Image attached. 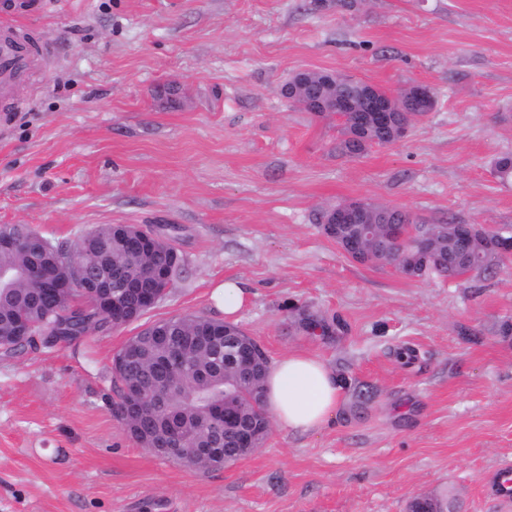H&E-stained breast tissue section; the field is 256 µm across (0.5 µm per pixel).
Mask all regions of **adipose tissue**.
I'll return each instance as SVG.
<instances>
[{"label": "adipose tissue", "instance_id": "obj_1", "mask_svg": "<svg viewBox=\"0 0 512 512\" xmlns=\"http://www.w3.org/2000/svg\"><path fill=\"white\" fill-rule=\"evenodd\" d=\"M265 391L267 408L280 428L311 432L334 418L343 383L317 357L293 352L270 365Z\"/></svg>", "mask_w": 512, "mask_h": 512}]
</instances>
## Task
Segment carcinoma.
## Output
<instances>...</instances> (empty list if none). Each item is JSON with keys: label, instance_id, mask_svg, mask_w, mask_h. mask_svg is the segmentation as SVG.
I'll return each mask as SVG.
<instances>
[{"label": "carcinoma", "instance_id": "obj_1", "mask_svg": "<svg viewBox=\"0 0 512 512\" xmlns=\"http://www.w3.org/2000/svg\"><path fill=\"white\" fill-rule=\"evenodd\" d=\"M327 83L336 97L342 96L343 79L339 75L327 71H311L303 75L302 89L294 96L295 104L314 100L317 93L324 92ZM365 89L371 96L384 98L400 109L421 115L433 109L431 105L417 106L412 86L401 89L394 96L370 84L365 85ZM390 142L391 130L352 121L345 127V138L336 145V150L349 157H358L373 146ZM493 173L501 180H512V153L501 154L493 160ZM361 221L364 225H373L376 232L374 239L365 241L368 260L375 254L376 245L388 244L385 234L389 228L395 224L414 225L416 235L393 244L391 251L393 267L408 277L433 275L458 280L479 275L502 262L499 241L493 233L487 234L488 242L484 246L468 255L466 240H453L456 224H441L439 228H447V233L436 239L429 257L423 260L416 256L417 237L431 232L433 227L413 224L410 214L404 210H381L372 204L363 209ZM360 225H339L336 244L347 248L350 236L359 231ZM134 228V224H100L69 243L53 242L26 224H0V296H4L0 302V324H10L20 312L31 313L36 324V335L18 343L0 345V356H18L35 346L38 340L45 345H70L108 330L112 326V316L100 313L92 298L81 291L85 282L76 267L74 255L87 242L117 241ZM148 232L152 237L134 259H128L119 251L106 255L107 266L125 275V281L130 285L126 292L132 300L136 299L138 289L158 285L156 275L161 267L169 268V283L173 286L183 273L184 258L175 245L179 227L165 225L150 228ZM43 279L57 283L54 296L44 295ZM171 322L184 323L188 331L196 325L206 327L211 344L191 343L181 347L177 356L168 357V346L155 341L139 346L135 362L113 371L117 406L123 403L125 389L134 381L149 384L157 380L168 393L167 407L147 406L139 421L124 422L127 433L142 447H152L154 441L149 425L159 420L169 407L176 409L183 420L197 430L198 443L202 444L212 435L209 401L218 398L224 403L230 423H248L257 433L256 445H262L269 434L260 399L267 365H251L240 360L238 354L227 357L231 352L227 341L242 335L239 326L195 314L175 317ZM446 508L448 500L445 497L418 495L408 503L407 512H434Z\"/></svg>", "mask_w": 512, "mask_h": 512}]
</instances>
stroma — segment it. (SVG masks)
I'll list each match as a JSON object with an SVG mask.
<instances>
[{
  "label": "stroma",
  "instance_id": "stroma-1",
  "mask_svg": "<svg viewBox=\"0 0 512 512\" xmlns=\"http://www.w3.org/2000/svg\"><path fill=\"white\" fill-rule=\"evenodd\" d=\"M26 102H0V224L62 242L98 224L174 225L185 258L142 320L0 358V512H406L446 491L461 512H512V264L411 278L321 230L351 199L419 223L512 229V0H36ZM329 71L432 112L358 159L338 117L282 97ZM180 101L160 100L165 83ZM269 360L302 351L348 378L320 430L272 428L216 470L141 447L112 407V358L144 324L214 316L224 281ZM414 349L400 364L398 348ZM414 86L415 93L420 100L428 102L432 99L433 95L430 88L420 84L403 88L397 92L396 96H390L385 91L370 84H366L365 89L368 90L369 94L375 98L381 97L390 102L393 101L396 108H403L411 112L419 113L420 115L426 112H431L434 106V100L426 108H418L414 97Z\"/></svg>",
  "mask_w": 512,
  "mask_h": 512
}]
</instances>
